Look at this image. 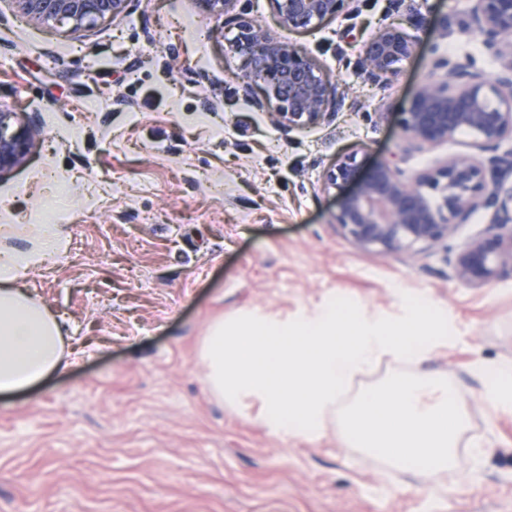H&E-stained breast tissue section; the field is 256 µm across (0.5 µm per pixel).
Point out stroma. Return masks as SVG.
<instances>
[{"mask_svg":"<svg viewBox=\"0 0 512 512\" xmlns=\"http://www.w3.org/2000/svg\"><path fill=\"white\" fill-rule=\"evenodd\" d=\"M353 7L290 33L348 97L333 120L288 130L244 97L236 30L198 0H133L78 35L0 0V106L39 130L0 177V248L32 249L39 225H61L65 255L20 286L61 322L69 354L0 395V512H512V407L488 406L473 368L512 362V277L472 288L438 254L358 251L324 185L345 153L401 151L400 114L462 23L448 0H425L438 37L382 89L362 74L361 42L413 20L391 0ZM402 293L453 323L422 365L467 414L450 473L399 471L334 432L269 435L205 386L201 344L219 319L292 317L333 296L392 313Z\"/></svg>","mask_w":512,"mask_h":512,"instance_id":"1","label":"stroma"}]
</instances>
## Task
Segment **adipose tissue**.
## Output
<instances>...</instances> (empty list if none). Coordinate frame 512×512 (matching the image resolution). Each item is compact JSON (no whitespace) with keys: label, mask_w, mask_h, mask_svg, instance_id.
<instances>
[{"label":"adipose tissue","mask_w":512,"mask_h":512,"mask_svg":"<svg viewBox=\"0 0 512 512\" xmlns=\"http://www.w3.org/2000/svg\"><path fill=\"white\" fill-rule=\"evenodd\" d=\"M63 245L58 226L48 224L35 250L0 252V394L27 389L66 366L63 327L17 286L22 272L56 258Z\"/></svg>","instance_id":"1"}]
</instances>
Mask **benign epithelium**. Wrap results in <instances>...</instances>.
I'll list each match as a JSON object with an SVG mask.
<instances>
[{"label": "benign epithelium", "mask_w": 512, "mask_h": 512, "mask_svg": "<svg viewBox=\"0 0 512 512\" xmlns=\"http://www.w3.org/2000/svg\"><path fill=\"white\" fill-rule=\"evenodd\" d=\"M31 22L67 25L80 33L94 22L119 18L132 0H16ZM239 0H199L203 8L234 21L230 51L241 58L239 79L246 94L261 93L272 121L307 128L336 116L347 93L332 82L308 52L282 35L307 31L345 13L352 0H271L278 30L240 19ZM463 28L477 33L485 53L498 61L489 73L467 44L439 59L401 113L405 147L374 163L351 152L326 174L334 191L336 225L351 245L381 255L445 254L452 277L483 288L512 275V0H453ZM418 35L386 24L362 45L367 81L386 85L399 64L411 59ZM464 133L472 155H448L435 165L409 171L415 152L453 142ZM37 136L36 125L0 107V177L22 167ZM482 211L489 224L448 256V241L460 224Z\"/></svg>", "instance_id": "benign-epithelium-1"}]
</instances>
